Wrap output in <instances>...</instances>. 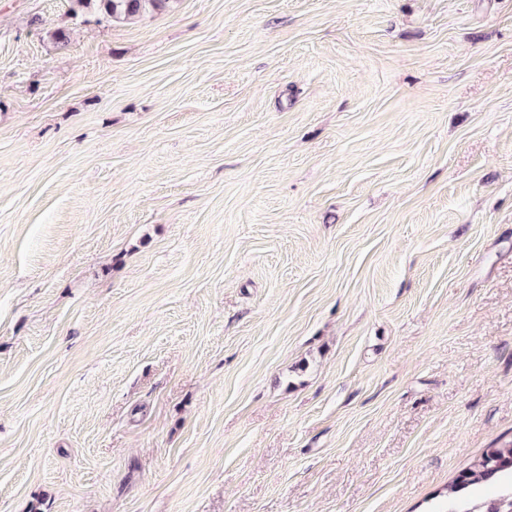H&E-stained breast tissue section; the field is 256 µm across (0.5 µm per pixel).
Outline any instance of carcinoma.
Wrapping results in <instances>:
<instances>
[{
	"instance_id": "1",
	"label": "carcinoma",
	"mask_w": 512,
	"mask_h": 512,
	"mask_svg": "<svg viewBox=\"0 0 512 512\" xmlns=\"http://www.w3.org/2000/svg\"><path fill=\"white\" fill-rule=\"evenodd\" d=\"M73 10L95 9L113 22L143 18L173 7L177 0H71ZM512 437H501L477 456L470 466L446 488L448 507L444 512H512ZM503 483L500 492L480 503H471L472 487Z\"/></svg>"
}]
</instances>
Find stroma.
Segmentation results:
<instances>
[{
  "instance_id": "obj_1",
  "label": "stroma",
  "mask_w": 512,
  "mask_h": 512,
  "mask_svg": "<svg viewBox=\"0 0 512 512\" xmlns=\"http://www.w3.org/2000/svg\"><path fill=\"white\" fill-rule=\"evenodd\" d=\"M512 435V0H0V512H433ZM73 10L95 9L112 22L143 18L173 7L177 0H71Z\"/></svg>"
}]
</instances>
